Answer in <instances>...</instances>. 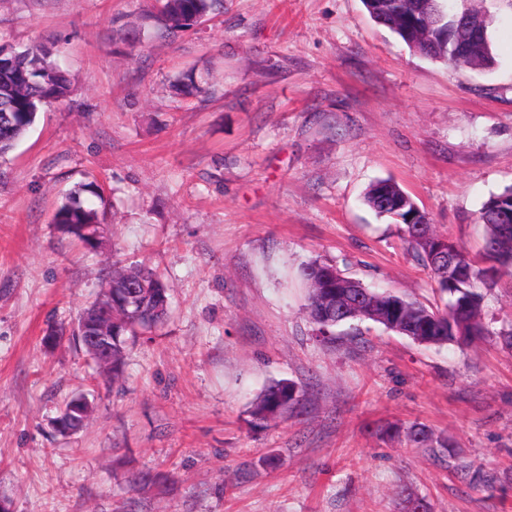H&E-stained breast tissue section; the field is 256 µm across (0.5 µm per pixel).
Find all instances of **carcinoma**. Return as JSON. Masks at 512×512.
<instances>
[{
    "mask_svg": "<svg viewBox=\"0 0 512 512\" xmlns=\"http://www.w3.org/2000/svg\"><path fill=\"white\" fill-rule=\"evenodd\" d=\"M370 17L397 35L414 53L442 60L462 71L492 61L487 27L467 11H456L449 0H362ZM221 0H156L139 25L115 30L122 41L138 39L145 31L175 35L210 17ZM172 87L179 94L203 92L193 73L177 78ZM68 74L38 44L10 49L0 58V96L9 98L8 118L0 116V152L6 153L34 124L39 107L67 96ZM106 204L99 185L91 181L74 192L55 211L53 223L60 232L90 245L89 226L102 223L104 213L82 193ZM364 204L379 216L400 224L401 239L430 271L438 292L448 296L439 308L410 301L391 291L366 287L345 275L336 265L312 260L300 269L308 288L306 310L315 335L329 340L336 326L353 320L369 321L406 335L427 346L450 343L465 346L483 336H497L512 350V327L492 331L483 321L485 292L503 285L512 288V187L491 196L479 211L483 228L481 250L472 254L456 246L458 264L434 263V248L442 234L436 232L426 211L394 181L380 179L364 194ZM112 296L99 292L78 314L73 335L83 321L112 315V382L122 379L128 339L164 323L169 313L168 288L161 275L147 266H113ZM304 392L291 381H275L253 400L251 423L266 426L303 401ZM406 436L418 448H449L446 438H435L422 427L411 426Z\"/></svg>",
    "mask_w": 512,
    "mask_h": 512,
    "instance_id": "carcinoma-1",
    "label": "carcinoma"
}]
</instances>
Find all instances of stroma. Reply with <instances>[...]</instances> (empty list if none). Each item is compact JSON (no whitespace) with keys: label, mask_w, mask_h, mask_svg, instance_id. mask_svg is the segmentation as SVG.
Here are the masks:
<instances>
[{"label":"stroma","mask_w":512,"mask_h":512,"mask_svg":"<svg viewBox=\"0 0 512 512\" xmlns=\"http://www.w3.org/2000/svg\"><path fill=\"white\" fill-rule=\"evenodd\" d=\"M152 0H0V45L54 43L71 92L0 158V499L13 512H512V289L485 296L493 334L422 346L370 322L316 340L299 267L441 298L398 225L362 202L390 179L436 230L477 251V218L512 187V0L491 18L489 67L412 52L362 0H224L174 38L129 48ZM194 71L206 95L172 91ZM111 203L95 251L52 214L80 183ZM156 269L167 323L127 352L121 385L69 340L113 262ZM290 380L301 414L252 426L255 396ZM93 412L56 435L59 407ZM426 426L429 452L387 429ZM159 478L132 490L136 471ZM483 482L473 478L475 471Z\"/></svg>","instance_id":"35a3bbf8"}]
</instances>
